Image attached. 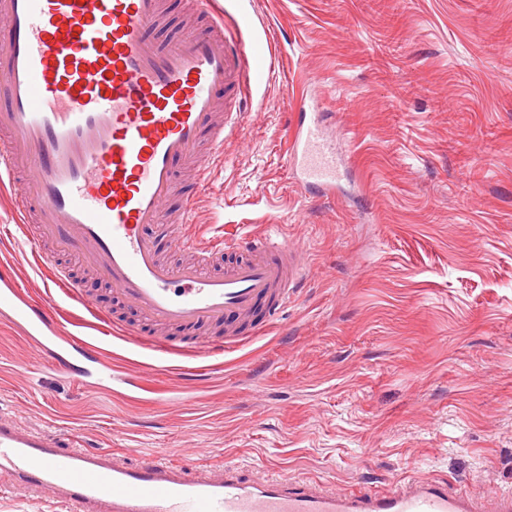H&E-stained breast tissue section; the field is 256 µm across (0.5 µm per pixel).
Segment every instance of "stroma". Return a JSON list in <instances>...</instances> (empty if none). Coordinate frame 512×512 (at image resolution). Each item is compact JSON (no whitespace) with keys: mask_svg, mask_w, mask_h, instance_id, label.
I'll return each instance as SVG.
<instances>
[{"mask_svg":"<svg viewBox=\"0 0 512 512\" xmlns=\"http://www.w3.org/2000/svg\"><path fill=\"white\" fill-rule=\"evenodd\" d=\"M264 91L211 168L203 236L264 229L307 276L265 336L202 376L116 344L130 401L62 377L0 323V417L136 460L164 448L336 490L408 477L512 492V0H255ZM335 113L338 199L285 163L303 101ZM88 301L136 312L68 255Z\"/></svg>","mask_w":512,"mask_h":512,"instance_id":"35a3bbf8","label":"stroma"}]
</instances>
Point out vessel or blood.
I'll return each instance as SVG.
<instances>
[{
  "label": "vessel or blood",
  "mask_w": 512,
  "mask_h": 512,
  "mask_svg": "<svg viewBox=\"0 0 512 512\" xmlns=\"http://www.w3.org/2000/svg\"><path fill=\"white\" fill-rule=\"evenodd\" d=\"M198 13L191 38L169 47L151 36L166 23L164 0H0V188L19 197V223L35 225L29 252L54 286L82 300L57 264L74 256L161 330L136 335L101 310L105 337L159 360L187 357L203 373L207 357L238 350L279 317L307 266L284 238L252 234L246 258L228 261V240L190 229L211 164L245 118L244 87L262 89L274 66L264 19L239 10L245 42L225 33L214 0H199ZM287 155L304 182L335 195L343 158L316 103L302 104ZM181 163L193 166L195 194L183 191ZM166 226L187 254L180 263L162 258L152 234ZM0 319L63 373L97 390L111 381V363L63 324L52 297L26 294L10 262L0 263ZM186 329L201 339L177 340ZM174 454L133 462L0 419V474L67 512H488L434 478L340 492Z\"/></svg>",
  "instance_id": "obj_1"
}]
</instances>
